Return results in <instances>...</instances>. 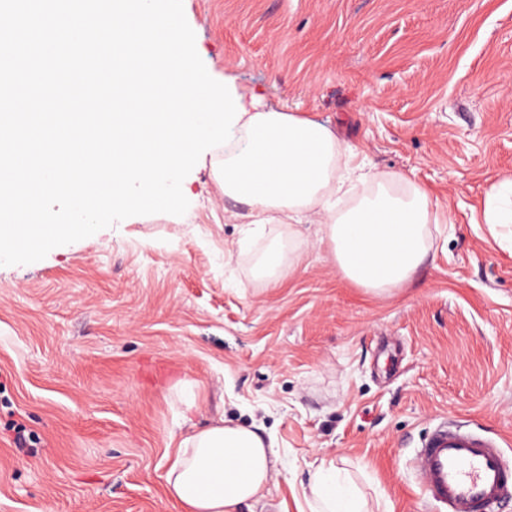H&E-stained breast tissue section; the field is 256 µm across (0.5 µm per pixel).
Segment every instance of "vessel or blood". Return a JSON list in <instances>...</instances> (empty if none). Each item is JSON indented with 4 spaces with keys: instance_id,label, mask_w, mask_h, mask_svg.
<instances>
[{
    "instance_id": "vessel-or-blood-1",
    "label": "vessel or blood",
    "mask_w": 512,
    "mask_h": 512,
    "mask_svg": "<svg viewBox=\"0 0 512 512\" xmlns=\"http://www.w3.org/2000/svg\"><path fill=\"white\" fill-rule=\"evenodd\" d=\"M415 471L437 512H501L512 501V459L480 429L441 420L422 440Z\"/></svg>"
}]
</instances>
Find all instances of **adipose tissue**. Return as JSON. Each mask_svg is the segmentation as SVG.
Here are the masks:
<instances>
[{"mask_svg": "<svg viewBox=\"0 0 512 512\" xmlns=\"http://www.w3.org/2000/svg\"><path fill=\"white\" fill-rule=\"evenodd\" d=\"M234 151L213 164L226 197L243 204L253 224H304L320 217L322 239L352 282L378 292L408 280L427 252L431 200L419 186L400 195L393 178L340 164L344 150L325 125L265 108L242 96ZM373 192L340 208L352 176ZM278 456L273 442L245 425H215L190 432L170 457L166 494L182 512H240L262 505ZM309 512H372L335 462L310 471L303 492Z\"/></svg>", "mask_w": 512, "mask_h": 512, "instance_id": "ef3b65f1", "label": "adipose tissue"}]
</instances>
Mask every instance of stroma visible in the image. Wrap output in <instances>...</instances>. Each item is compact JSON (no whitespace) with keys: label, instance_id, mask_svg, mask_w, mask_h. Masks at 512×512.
<instances>
[{"label":"stroma","instance_id":"1","mask_svg":"<svg viewBox=\"0 0 512 512\" xmlns=\"http://www.w3.org/2000/svg\"><path fill=\"white\" fill-rule=\"evenodd\" d=\"M183 7L214 79L428 190L430 249L403 284L357 286L319 224L250 233L217 146L184 215L0 265V512H180L166 454L219 419L275 442L264 512H302L311 466L334 458L374 512H434L414 458L437 419L512 455V223L484 219L512 177V0ZM274 244L292 261L276 285L254 274Z\"/></svg>","mask_w":512,"mask_h":512}]
</instances>
